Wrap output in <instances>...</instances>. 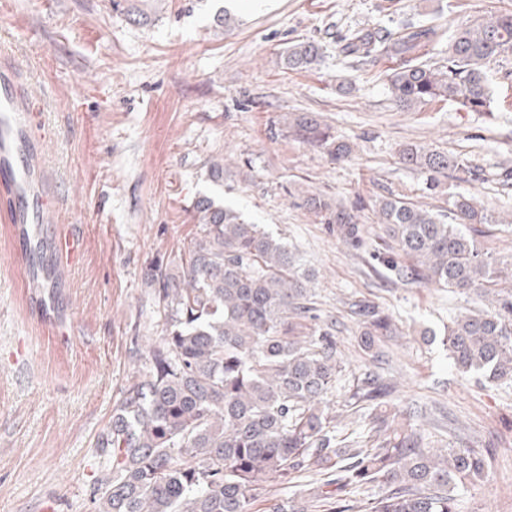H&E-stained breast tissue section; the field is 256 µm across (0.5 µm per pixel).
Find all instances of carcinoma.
<instances>
[{"label":"carcinoma","instance_id":"carcinoma-1","mask_svg":"<svg viewBox=\"0 0 512 512\" xmlns=\"http://www.w3.org/2000/svg\"><path fill=\"white\" fill-rule=\"evenodd\" d=\"M112 7L132 23L150 19L143 3L123 8L112 0ZM336 45L354 63L397 61L388 89L403 109L440 101L488 112L490 70L512 56V13H486L448 31L367 23ZM430 49L441 62L424 60ZM323 61V46L310 38L289 42L280 54L288 70L311 71ZM288 129L333 160L352 153L312 114L296 116ZM399 159L434 189L450 171L480 176L467 160L416 144L403 146ZM303 205L340 242L363 245L365 225L347 207L333 209L315 193ZM375 208L386 241L373 257L394 276L479 290L490 304L450 319L442 344L454 367L487 382H512V299L495 291L502 270L469 235L498 219L461 192L448 194L446 214L392 195ZM193 209L198 230L187 251L146 273L161 334L98 438L109 473L95 489L97 512H247L261 497L266 512H316L332 499L334 512H350L347 493L371 484L382 491L367 512H456V489L487 473L483 451L429 447L421 426L402 422L401 412H376L394 387L372 371L346 374L336 322L314 301V274L281 239L213 198L198 196ZM353 313L360 350L383 357V343L399 335L392 315L367 300L353 304ZM342 381L343 407H373L366 440L337 430ZM306 474L311 480L300 499L267 498L269 482Z\"/></svg>","mask_w":512,"mask_h":512}]
</instances>
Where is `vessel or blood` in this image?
Here are the masks:
<instances>
[{"label":"vessel or blood","instance_id":"b4317fda","mask_svg":"<svg viewBox=\"0 0 512 512\" xmlns=\"http://www.w3.org/2000/svg\"><path fill=\"white\" fill-rule=\"evenodd\" d=\"M0 184L11 190L12 234L19 241L25 273H33L39 254L33 237L45 223L47 200L41 191L42 164L33 144V114L16 92L11 76L0 77Z\"/></svg>","mask_w":512,"mask_h":512}]
</instances>
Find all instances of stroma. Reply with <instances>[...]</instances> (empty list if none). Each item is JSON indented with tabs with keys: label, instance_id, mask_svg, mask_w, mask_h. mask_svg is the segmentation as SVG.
Returning <instances> with one entry per match:
<instances>
[{
	"label": "stroma",
	"instance_id": "1",
	"mask_svg": "<svg viewBox=\"0 0 512 512\" xmlns=\"http://www.w3.org/2000/svg\"><path fill=\"white\" fill-rule=\"evenodd\" d=\"M112 0H0V69L11 70L36 114L35 150L50 201L45 243L78 240L59 262L51 308L32 305L5 198L0 197V512H95L105 474L97 438L125 386L143 373L141 344L160 334L146 272L177 260L195 236L192 202L206 193L262 225L315 270L316 299L336 320L347 372L366 368L397 380L391 406L418 409L425 441L488 452V473L458 490L457 512H512V384L460 373L440 342L459 309L481 307L473 292L397 280L371 257L379 217L369 204L400 196L438 213L448 195L474 196L501 216L477 238L503 270L512 269V79L495 78L493 115L434 102L413 110L387 89L391 62L356 66L336 51L337 32L380 21L456 28L512 0H157L152 24L128 23ZM232 8L236 28L215 27ZM325 47L320 69H282L288 42ZM310 112L354 146L331 160L289 135L284 119ZM405 144L461 156L478 180L449 174L433 190L399 160ZM224 181H211L213 162ZM357 208L369 230L353 249L302 204L305 192ZM393 312L401 334L372 362L357 345L352 302Z\"/></svg>",
	"mask_w": 512,
	"mask_h": 512
}]
</instances>
